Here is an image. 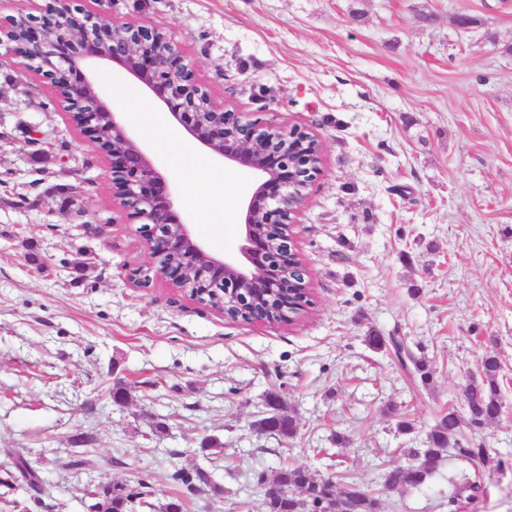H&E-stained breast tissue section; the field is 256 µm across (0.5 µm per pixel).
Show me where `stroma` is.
Masks as SVG:
<instances>
[{
	"mask_svg": "<svg viewBox=\"0 0 512 512\" xmlns=\"http://www.w3.org/2000/svg\"><path fill=\"white\" fill-rule=\"evenodd\" d=\"M75 3L158 28L226 108L319 136L321 170L293 228L311 303L292 322L251 323L163 280L134 287L148 251L112 203L108 157L48 81L0 57V512H87L98 481L146 482L156 505L179 497L184 512H262L255 476L286 461L373 491L461 406L488 353L502 415L460 425L462 445L486 446L487 460L447 452L422 487L381 496L379 512H512V0ZM95 71L183 222L235 255L253 173L213 159L232 210L203 221L190 178L144 125L161 104L112 63ZM372 331L402 338L429 381L370 348ZM270 391L296 415L293 439L253 426ZM207 439L224 448L220 495L170 479L203 463ZM76 453L82 469L65 468ZM468 479L476 500L452 508Z\"/></svg>",
	"mask_w": 512,
	"mask_h": 512,
	"instance_id": "35a3bbf8",
	"label": "stroma"
}]
</instances>
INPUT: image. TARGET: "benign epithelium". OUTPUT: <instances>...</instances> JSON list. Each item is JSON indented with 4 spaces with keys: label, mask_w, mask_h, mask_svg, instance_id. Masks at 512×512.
Wrapping results in <instances>:
<instances>
[{
    "label": "benign epithelium",
    "mask_w": 512,
    "mask_h": 512,
    "mask_svg": "<svg viewBox=\"0 0 512 512\" xmlns=\"http://www.w3.org/2000/svg\"><path fill=\"white\" fill-rule=\"evenodd\" d=\"M108 20L73 8L70 0H55L47 12L25 21L0 25V47L27 62L55 88L64 108L78 114L80 130L95 143L111 146L112 200L151 231L149 261L130 280L148 288L157 279L182 289L195 281L192 299L211 305L232 320L271 323L292 320L303 308L308 283L292 299L279 293L283 276L306 271L295 252L291 225L306 201L305 190L320 172L322 144L309 129L283 126L271 119L245 118L217 103L198 83L192 63L178 46L153 26L114 23L124 31L102 41L95 28ZM11 27L24 36H3ZM95 60L119 65L144 84L168 113L214 156L257 175L251 198L242 213L238 256L221 258L207 250L180 219L172 193L142 146L102 97L87 73Z\"/></svg>",
    "instance_id": "benign-epithelium-1"
}]
</instances>
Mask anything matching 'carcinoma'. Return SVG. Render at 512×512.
<instances>
[{
  "label": "carcinoma",
  "mask_w": 512,
  "mask_h": 512,
  "mask_svg": "<svg viewBox=\"0 0 512 512\" xmlns=\"http://www.w3.org/2000/svg\"><path fill=\"white\" fill-rule=\"evenodd\" d=\"M500 364L496 356L487 354L482 358L480 374L472 377L465 385L466 412L468 420L483 424L495 419L500 407L498 375ZM461 415L454 408L438 416L435 425L420 442V447L413 448L409 455L417 463L407 467H395L383 475L379 492L394 491L404 487H420L434 473V469L423 466L424 461L440 459L450 448L458 449L464 458L484 457L488 449L482 445L461 446L457 439L460 432ZM254 426L261 434L276 435L284 439L296 435L298 424L296 416L283 406L279 396L270 391L264 398V411ZM171 479L188 488L197 485L210 487L219 494L223 488L213 482L210 473L197 466L192 470L178 468L170 474ZM292 494L282 496L264 495L262 507L264 512H324L323 484L325 480L317 477L309 467L302 464L285 463L273 478ZM139 489L133 490L124 484L99 483L97 490L88 491L94 496L95 503L88 505L91 512H133L134 504L149 507L152 494L148 484L138 483Z\"/></svg>",
  "instance_id": "carcinoma-1"
}]
</instances>
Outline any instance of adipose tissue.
I'll return each mask as SVG.
<instances>
[{"label":"adipose tissue","instance_id":"ef3b65f1","mask_svg":"<svg viewBox=\"0 0 512 512\" xmlns=\"http://www.w3.org/2000/svg\"><path fill=\"white\" fill-rule=\"evenodd\" d=\"M149 126L164 133V144L172 155L190 158L193 165L194 189L189 197L191 203L212 209L226 208L227 192L223 178L217 177L215 169L204 158L190 152L180 134L164 125L163 117L156 112L149 115Z\"/></svg>","mask_w":512,"mask_h":512}]
</instances>
